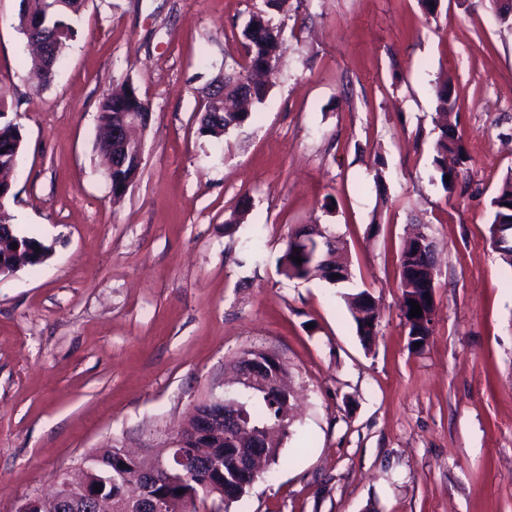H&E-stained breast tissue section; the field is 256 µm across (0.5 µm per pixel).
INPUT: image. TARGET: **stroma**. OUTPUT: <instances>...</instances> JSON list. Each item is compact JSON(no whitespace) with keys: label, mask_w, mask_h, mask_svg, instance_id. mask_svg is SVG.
<instances>
[{"label":"stroma","mask_w":512,"mask_h":512,"mask_svg":"<svg viewBox=\"0 0 512 512\" xmlns=\"http://www.w3.org/2000/svg\"><path fill=\"white\" fill-rule=\"evenodd\" d=\"M264 0H86L54 81L25 79L22 0H0V104L24 150L17 229L51 242L0 276V512L97 448L167 447L194 407L235 393L263 349L298 398L267 473L227 512H512V268L489 240L512 172V31L489 0H289L286 51L251 122L200 135ZM470 156L453 195L433 160L434 88ZM132 81L151 104L141 173L113 200L99 107ZM322 224L352 284L288 279L294 227ZM438 246L436 314L408 345L399 253ZM377 299L364 348L343 293Z\"/></svg>","instance_id":"1"}]
</instances>
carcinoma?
<instances>
[{"label": "carcinoma", "mask_w": 512, "mask_h": 512, "mask_svg": "<svg viewBox=\"0 0 512 512\" xmlns=\"http://www.w3.org/2000/svg\"><path fill=\"white\" fill-rule=\"evenodd\" d=\"M82 0H28V10L19 16L18 31L26 42H31V32L27 27V17L33 16L40 20L42 31L57 36L56 47H61L64 42L76 35V29L71 23L73 16L79 14ZM241 45L244 59L248 63V73L251 75L254 93L253 100L248 108L238 112H221L212 116L209 123L199 127L203 135L220 138L229 131L239 130L245 127L253 114V108L261 103L270 88L274 85L279 71V63L283 52L282 41L279 37L278 26L267 17L266 12L252 15L242 31ZM58 56L43 57L32 62L27 73L28 81L43 87L50 84L56 77ZM437 109L448 112L453 109L455 102L451 99V85L446 81L435 87ZM127 112H141L145 109V99L138 90L129 83H122L111 90L102 100L99 109L100 126H105L111 119V114L117 109ZM24 149L23 136L17 124L11 121H0V169H6L15 165ZM128 158L121 168L112 169L111 183L113 197H121L134 185L141 167L135 161L134 148L126 147ZM470 161L462 135L458 134L454 127L445 126L434 144L433 165L442 176L440 183L445 192L452 194L456 191L461 175L457 166L466 165ZM450 181H445V177ZM10 197L0 199V261L7 263L11 259L13 244L39 249L44 255L50 257L53 254L52 245L35 236L19 233L12 223L9 211ZM491 206L494 216L490 225V237L493 248L499 254L503 264L512 267V173L507 175L496 190L492 198ZM418 248L413 241L404 245L400 252V284L401 302L400 311L405 323L410 325L408 329L409 344L423 342L428 329L419 327L417 317H409L410 300H415L421 309L427 311L431 308L428 300L434 299V292L417 289L413 292L408 287L413 285L411 270L406 257ZM299 256L295 252L292 241H287L284 251L278 258L280 272L288 279L310 280L321 279L332 285L348 283L352 280V274L342 275L339 279L332 278V268L336 262H320L315 266L309 265L307 258H302L298 264L294 258ZM368 311L364 319L354 318L357 333L365 348L373 345L380 319V310L373 296H368ZM421 329L423 335L415 338L413 333ZM248 355L263 362L269 372H281L287 374L284 363H278L274 355L261 349L250 350ZM245 396H235L229 399L231 406L239 413V417L248 435L249 441L259 443L260 447L267 451V457L276 460L279 438L288 435V410L289 400L277 387L276 382H264L258 386L243 384ZM241 442L222 440L211 449V463L206 472L209 473L210 487L207 494L216 495V492L228 487L235 488L230 501L240 500L247 489L255 481V478L244 477L236 468L234 455ZM103 465L112 466V482L101 483L103 473L98 468L86 474L87 480L92 485L100 486L98 493L112 496V503L121 506L130 500L129 493L138 484L135 469L127 464H122L119 458V449L104 448L99 451ZM156 492L171 497L178 501L190 497L202 490L200 486L199 472L193 470L176 469L158 478L154 484ZM183 493H178V490Z\"/></svg>", "instance_id": "cac0c4a2"}]
</instances>
